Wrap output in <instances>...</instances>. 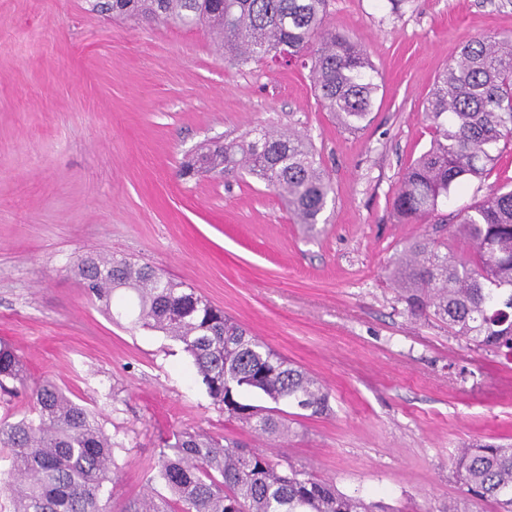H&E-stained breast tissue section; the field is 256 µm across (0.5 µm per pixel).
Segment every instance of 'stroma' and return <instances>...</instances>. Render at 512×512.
I'll return each mask as SVG.
<instances>
[{
    "mask_svg": "<svg viewBox=\"0 0 512 512\" xmlns=\"http://www.w3.org/2000/svg\"><path fill=\"white\" fill-rule=\"evenodd\" d=\"M96 0H0V342L122 442L114 503L141 494L173 432L287 456L387 512L460 497L457 448L512 443V363L411 317L395 258L431 238L472 258L451 220L512 178V144L485 180L404 224L393 200L432 141L424 108L474 37L512 35V0H329L379 85L366 127L336 124L301 63H237L205 26L115 19ZM278 125L308 134L334 192L326 223H295L249 175L182 178L208 140ZM125 257L194 288L331 393L287 438L226 420L181 344L105 311L73 272Z\"/></svg>",
    "mask_w": 512,
    "mask_h": 512,
    "instance_id": "1",
    "label": "stroma"
}]
</instances>
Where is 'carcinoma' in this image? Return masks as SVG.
<instances>
[{"mask_svg":"<svg viewBox=\"0 0 512 512\" xmlns=\"http://www.w3.org/2000/svg\"><path fill=\"white\" fill-rule=\"evenodd\" d=\"M136 20L201 24L235 59L310 61L324 110L348 130L367 122L378 92L362 44L328 25L327 0H112ZM430 147L403 174L393 210L402 223L435 215L451 194L484 178L512 140V37L467 41L437 76L425 107ZM244 172L272 188L298 224H318L333 193L316 148L295 131L264 127L200 146L183 175ZM455 232L474 259L462 261L428 238L410 243L394 263L398 300L414 318H433L448 333L512 361V186L490 189L460 216ZM83 287L112 308L131 292L139 328L180 342L209 397L229 421L267 435L288 433L287 416H322L329 390L314 374L277 354L224 316L194 289L126 258L85 256L77 264ZM29 392L21 418L0 421V451L11 512H110L104 487L117 474L119 443L97 417L52 380L31 378L22 357L0 342V387ZM255 394L269 402L245 400ZM296 412L290 413L288 409ZM462 498L439 512H473L489 503L512 512V444H472L453 457ZM146 493L117 512H375L378 505L348 495L291 458H272L204 432L173 434L147 471Z\"/></svg>","mask_w":512,"mask_h":512,"instance_id":"cac0c4a2","label":"carcinoma"}]
</instances>
